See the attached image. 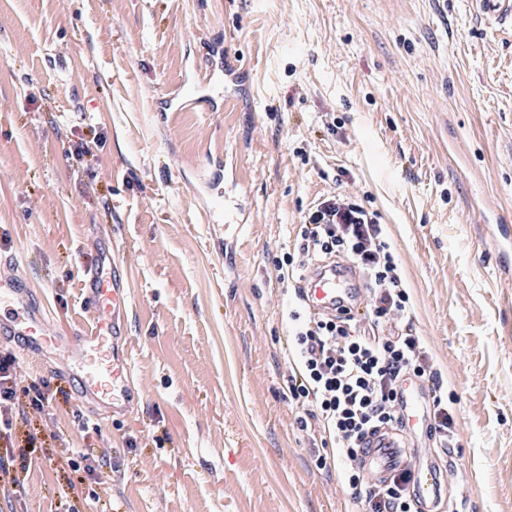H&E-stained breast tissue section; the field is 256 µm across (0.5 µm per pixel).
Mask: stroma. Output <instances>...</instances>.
Masks as SVG:
<instances>
[{
  "mask_svg": "<svg viewBox=\"0 0 512 512\" xmlns=\"http://www.w3.org/2000/svg\"><path fill=\"white\" fill-rule=\"evenodd\" d=\"M217 46L232 101L161 112ZM0 98V253L61 336L90 325L81 269L112 253L141 392L93 412L55 355L0 337L26 384L66 392L14 417L42 446H0L20 477L0 512H365L319 466L332 450L302 431L282 352L295 300L274 262L332 196L374 212L398 262L452 401L458 512H512V278L492 257L512 221V26L470 0H0ZM218 190L246 223H213ZM76 449L98 479L74 483Z\"/></svg>",
  "mask_w": 512,
  "mask_h": 512,
  "instance_id": "obj_1",
  "label": "stroma"
}]
</instances>
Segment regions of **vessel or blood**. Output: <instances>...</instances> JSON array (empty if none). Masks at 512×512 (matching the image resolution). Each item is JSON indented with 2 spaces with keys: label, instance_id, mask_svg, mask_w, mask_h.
<instances>
[{
  "label": "vessel or blood",
  "instance_id": "1",
  "mask_svg": "<svg viewBox=\"0 0 512 512\" xmlns=\"http://www.w3.org/2000/svg\"><path fill=\"white\" fill-rule=\"evenodd\" d=\"M474 15L486 25L512 24V0H471ZM83 301L93 324L65 339L69 367L78 379L82 398L109 414H127L137 405L133 362L125 338L130 306L127 285L111 255L84 265ZM297 290L310 313L334 317L340 311L364 313L368 288L359 271L342 260L313 264L301 276ZM52 330L44 305L36 301L9 257L0 258V335L20 339L24 348L44 350ZM429 383L412 376L399 381L400 421L369 433L359 465L366 477L380 484L407 471L418 512H435L448 493V474L438 456L421 452V438L429 433L432 406Z\"/></svg>",
  "mask_w": 512,
  "mask_h": 512
}]
</instances>
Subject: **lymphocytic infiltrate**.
<instances>
[{"label": "lymphocytic infiltrate", "mask_w": 512, "mask_h": 512, "mask_svg": "<svg viewBox=\"0 0 512 512\" xmlns=\"http://www.w3.org/2000/svg\"><path fill=\"white\" fill-rule=\"evenodd\" d=\"M345 257L362 269L369 286L365 313L358 318L327 319L293 313L296 328L287 344L288 393L308 406L320 424L322 439L333 441L347 464V481L366 512H414L409 474L379 486L358 465L369 431L397 420L398 381L412 375L428 380L433 391L431 434L447 436L454 419L442 384L425 348L415 336L409 296L382 228L356 202L328 200L309 213L299 229L293 253L276 264L278 283H291L316 257ZM15 353L0 355V409L43 410L51 389L20 386Z\"/></svg>", "instance_id": "f902f5d3"}]
</instances>
